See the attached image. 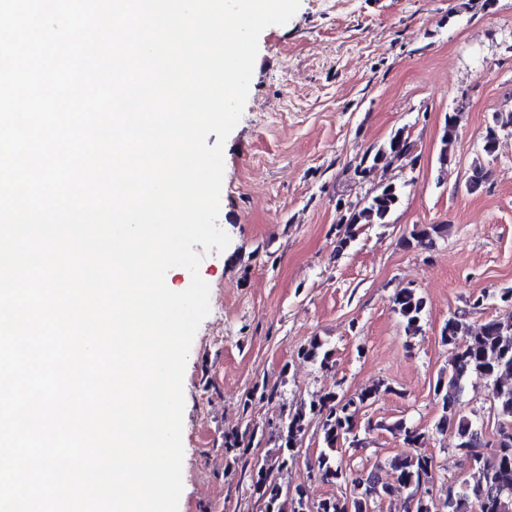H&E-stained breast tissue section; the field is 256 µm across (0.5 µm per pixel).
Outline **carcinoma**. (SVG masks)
<instances>
[{"mask_svg": "<svg viewBox=\"0 0 512 512\" xmlns=\"http://www.w3.org/2000/svg\"><path fill=\"white\" fill-rule=\"evenodd\" d=\"M457 120L448 115L438 153L440 168L448 166L452 153ZM512 132V112H496L492 124L484 137L483 151L491 155L499 145L500 133ZM413 144L401 132H396L375 153H366L355 166L362 178L375 173L383 162L399 161L412 154ZM400 187L383 183L375 194L361 206L352 209L347 220L341 246H346L355 235L359 224H386L392 211L400 201ZM446 225L421 224L413 227L407 245L430 247L436 239L444 236ZM393 310L401 318L406 335H415L421 330L425 301L412 288L400 289L393 298ZM467 336L463 342L458 337ZM442 342L452 348L451 368L448 377H440L435 385V395L441 399L443 414L437 429L441 432L453 430L457 439L456 448L463 452L470 466L476 470L474 483H465L458 488L448 487L444 512H470L476 499L481 500V512H512V313L505 318L492 319L485 323L475 335L461 316H454L442 329ZM303 358L322 366L329 363L330 351L324 349L320 340L310 342L303 350ZM475 373L492 382V397L499 417L501 432L492 453L483 451L479 428L466 417L457 421L448 420V410L453 408L462 389V381ZM378 390H367L352 396L326 393L311 401L309 407L301 408L281 419L274 443L275 457L260 465L254 491L263 501V512H375L376 498L364 501L359 507H349L346 497H329L309 504L305 491L298 487L294 491H283L273 478V473L294 465L299 454V445L309 422L319 420L321 450L318 474L322 480L337 483L345 479L342 466L336 461V452L343 446L357 447L361 444L355 432L360 410L373 398ZM387 430L403 437L409 448H417L424 440L423 433L402 422L387 426ZM396 474V483L380 484L382 496L387 497L400 487L412 488L407 512H437L435 498L430 485L433 483V459L421 453L397 456L390 461ZM422 493H417V490Z\"/></svg>", "mask_w": 512, "mask_h": 512, "instance_id": "cac0c4a2", "label": "carcinoma"}]
</instances>
